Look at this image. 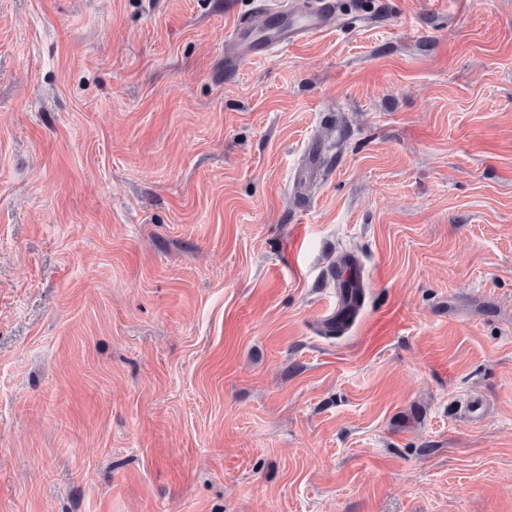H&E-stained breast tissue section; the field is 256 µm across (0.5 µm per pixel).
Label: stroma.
I'll use <instances>...</instances> for the list:
<instances>
[{"label":"stroma","instance_id":"obj_1","mask_svg":"<svg viewBox=\"0 0 512 512\" xmlns=\"http://www.w3.org/2000/svg\"><path fill=\"white\" fill-rule=\"evenodd\" d=\"M262 2L0 0V512H512V0ZM269 15L281 19L260 35L256 34L250 21L238 22L226 33V38L233 44L232 54L224 58L226 71L235 70L247 60L272 56L303 38L317 36L343 24L336 0H317L312 8L296 4L288 15L277 10ZM360 276V268L358 266V262L356 259L352 258H344V261L339 263L336 267V282L338 287L336 286V316L340 314V312L347 308V305H353V300L348 299L346 303V297L344 293H342L341 287L344 281H348L350 277H355L359 279Z\"/></svg>","mask_w":512,"mask_h":512}]
</instances>
